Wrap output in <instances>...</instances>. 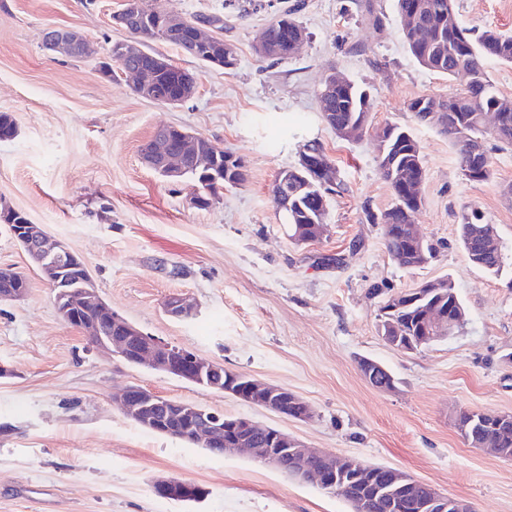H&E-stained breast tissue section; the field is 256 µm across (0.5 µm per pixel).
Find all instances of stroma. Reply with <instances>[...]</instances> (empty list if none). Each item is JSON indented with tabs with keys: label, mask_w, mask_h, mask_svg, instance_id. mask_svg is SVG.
Listing matches in <instances>:
<instances>
[{
	"label": "stroma",
	"mask_w": 512,
	"mask_h": 512,
	"mask_svg": "<svg viewBox=\"0 0 512 512\" xmlns=\"http://www.w3.org/2000/svg\"><path fill=\"white\" fill-rule=\"evenodd\" d=\"M473 34L512 35V0H454ZM169 13L223 18L221 38L236 64L211 68L174 45L154 50L198 78L195 95L165 106L137 95L120 70L104 77L122 0H0V113L16 134L0 140V201L44 225L83 259L100 294L145 333L226 369L297 394L314 416L298 421L252 403L107 358L82 328L64 323L42 273L0 224V267L29 281L26 297L0 301V512H350L343 495L292 479L247 452L213 455L141 428L119 408L127 386L275 427L341 457L402 470L473 512H512V460L471 447L459 411L512 413V147L486 137L493 175L462 174L453 142L409 103L447 98L468 79L420 66L402 37L395 0H157ZM298 6L306 33L284 59L254 51L259 31ZM54 27L80 32L90 52L52 55ZM371 98L372 126L409 129L425 179L415 216L434 245L429 261L406 268L388 254L377 218L393 203L372 136L336 137L319 89L329 72ZM174 125L241 156L248 180L219 203H190L189 179L146 167L141 148ZM336 168L321 239L295 244L271 185L298 166L311 143ZM495 225L507 254L500 275L474 266L462 223ZM448 279L466 316L450 336L412 351L390 346L378 327L384 295ZM180 294L187 320L163 304ZM396 379L378 390L358 361ZM160 476L204 485L199 503L157 496Z\"/></svg>",
	"instance_id": "1"
}]
</instances>
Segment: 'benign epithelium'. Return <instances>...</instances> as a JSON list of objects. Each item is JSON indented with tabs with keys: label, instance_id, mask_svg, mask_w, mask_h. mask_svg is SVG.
<instances>
[{
	"label": "benign epithelium",
	"instance_id": "obj_1",
	"mask_svg": "<svg viewBox=\"0 0 512 512\" xmlns=\"http://www.w3.org/2000/svg\"><path fill=\"white\" fill-rule=\"evenodd\" d=\"M141 9V0H124L123 7L113 16L115 24L128 28L129 22L136 19ZM186 25L197 30L196 42L209 43L218 40L214 29L222 22L202 23L166 13L162 18V29L174 34ZM46 49L66 57H82L87 50L85 38L67 28L50 29L45 33ZM167 66L161 57L153 58L148 66H131L119 63L121 71L140 78L134 91L143 98L161 105H178L196 92L197 79L184 80L182 87L173 96L159 97L154 91L157 71ZM215 145L207 138L169 126L158 129L145 143L141 155L150 168L175 176L188 168H208L211 166V150ZM301 160L318 173V180L324 184L334 182V168L324 164L321 157L301 155ZM8 229L21 244L31 263L49 279L54 291L55 306L59 316L66 323L82 319L81 327L87 333L92 346L135 366H147L163 371L178 379L206 387L219 393L234 396L247 402L269 409L275 413L288 414V399L300 400L296 394L285 388L262 383L250 376L233 372H222V366L200 358L194 352L172 345L155 336L143 333L137 327L116 315L103 300L89 272L72 282L69 270L78 264L85 267L82 258L65 242L50 241L40 224H10ZM450 283L446 280L427 282L411 292H400L390 296L386 304L394 312L405 306L412 298H425L420 292L426 289L445 297ZM28 292V282L22 275L6 272L0 279V300L19 301ZM167 315L186 320L194 315L193 304L179 295H171L164 302ZM424 327L418 337L403 336L398 324L387 323L385 340L399 350L411 351L428 344L441 335L451 334L459 318L442 307V302H433L423 308ZM101 313L109 317L112 332L102 333L100 323L93 314ZM121 408L124 414L140 426L162 435L183 432L184 437L193 443L215 453L229 454L240 449H248L253 457L288 472V458L292 457L300 465V474L314 481L319 487L333 493L344 490L338 476L359 465L353 458H338L333 454L316 451L303 441L278 429L260 428L251 420H232L224 413L200 408L194 404L167 399L138 385L127 387L121 395ZM245 432L227 444L224 442V426ZM192 484L174 478H158L153 482L154 492L162 497L180 500L191 491ZM426 494L419 499L418 512H471L470 506L451 499L436 489L425 486Z\"/></svg>",
	"mask_w": 512,
	"mask_h": 512
}]
</instances>
